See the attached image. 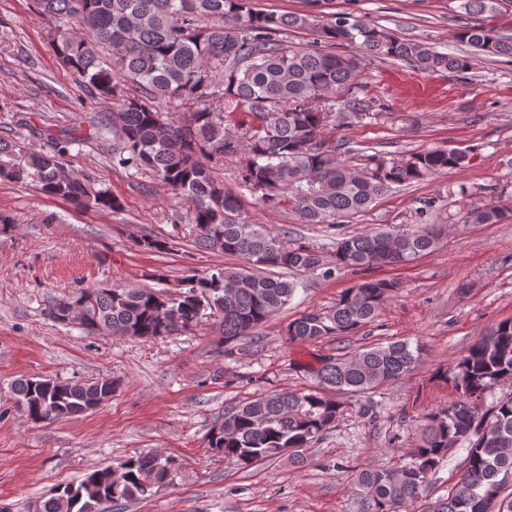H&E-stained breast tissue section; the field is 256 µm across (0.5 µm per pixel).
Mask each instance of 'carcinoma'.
<instances>
[{"label": "carcinoma", "mask_w": 512, "mask_h": 512, "mask_svg": "<svg viewBox=\"0 0 512 512\" xmlns=\"http://www.w3.org/2000/svg\"><path fill=\"white\" fill-rule=\"evenodd\" d=\"M37 14L54 24V54L88 94L112 101V111L90 125L52 131L19 114L15 125L46 137L35 151L0 137V180L38 184L48 196L79 208H121L118 198L94 188L86 174L66 171L75 145L112 157V164L149 171L189 204L190 236L197 247L235 256L243 265L190 271L166 291L84 288L45 308L59 324H77L88 336L153 340L176 336L201 319L216 322L224 351L250 336L292 300L298 282L288 274L329 279L344 271L372 272L408 265L440 244L441 224L412 231H376L336 240L330 255L284 234L251 224L239 195L217 171L236 166L238 183L265 206L292 207L302 224L329 230L350 222L395 187L469 166L464 151L432 148L400 156L375 151L355 155L347 143L324 138L336 111L361 118L359 62L335 51L357 44L379 59L411 62L421 72L457 76L476 57H512V35L495 23L500 0H465L488 22L456 33L465 55L439 52L401 39L362 19L339 15L321 26L306 14L248 10L243 0H34ZM320 29L326 44L296 45L290 30ZM176 112L172 118L169 113ZM507 212L492 204L468 209L471 224H498ZM138 248L164 253L169 242L143 235ZM394 281L364 277L328 308L302 312L288 323L295 343L354 336L378 317ZM422 346L408 341L364 344L320 362L316 385L306 391L271 390L224 412L212 450L248 466L289 454L296 465L334 427L343 413L335 394L368 398L412 374ZM456 393L448 406L422 417L408 461L365 468L356 475L365 512H512V392L484 405L493 389L512 381V320L486 328L441 373ZM110 378L61 383L30 377L14 382L16 403L27 419L42 423L89 412L112 398ZM463 450L457 481L448 496L428 498L430 477L448 456ZM90 473L77 485L59 487L31 502L28 512H111L168 485L172 463L161 454H140Z\"/></svg>", "instance_id": "1"}]
</instances>
